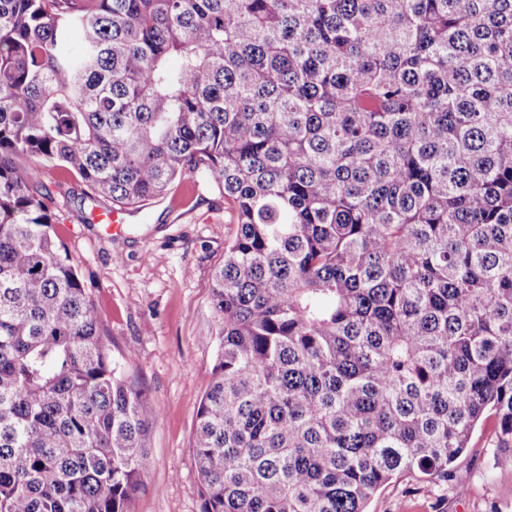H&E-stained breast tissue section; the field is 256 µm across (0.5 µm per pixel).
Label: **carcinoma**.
<instances>
[{"instance_id":"cac0c4a2","label":"carcinoma","mask_w":512,"mask_h":512,"mask_svg":"<svg viewBox=\"0 0 512 512\" xmlns=\"http://www.w3.org/2000/svg\"><path fill=\"white\" fill-rule=\"evenodd\" d=\"M27 157L94 204L190 175L233 209L204 512L468 487L489 417L512 458V0H0V512H129L143 395Z\"/></svg>"}]
</instances>
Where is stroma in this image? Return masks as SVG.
I'll return each mask as SVG.
<instances>
[{"mask_svg":"<svg viewBox=\"0 0 512 512\" xmlns=\"http://www.w3.org/2000/svg\"><path fill=\"white\" fill-rule=\"evenodd\" d=\"M58 205L50 232L64 245L99 316L102 340L126 383L144 396L152 467L131 512H203L193 455L196 411L216 362L212 273L235 233L216 186L176 181L161 198L124 216V233L89 222L84 185L67 167H47ZM491 422L474 431L459 468L474 475L466 496L418 477L392 480L369 512H512V468L494 465Z\"/></svg>","mask_w":512,"mask_h":512,"instance_id":"1","label":"stroma"}]
</instances>
